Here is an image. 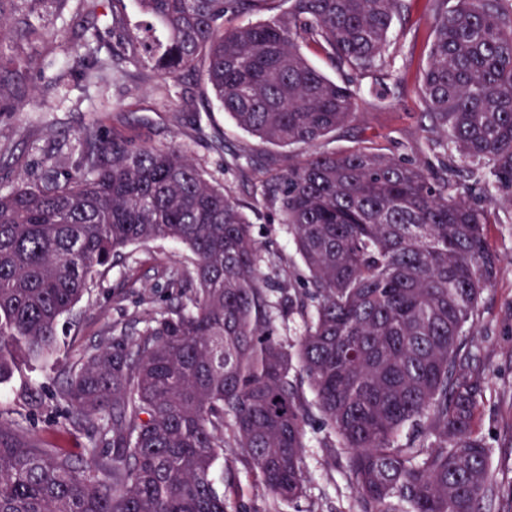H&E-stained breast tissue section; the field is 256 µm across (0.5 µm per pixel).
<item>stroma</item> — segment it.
Instances as JSON below:
<instances>
[{
	"label": "stroma",
	"instance_id": "1",
	"mask_svg": "<svg viewBox=\"0 0 512 512\" xmlns=\"http://www.w3.org/2000/svg\"><path fill=\"white\" fill-rule=\"evenodd\" d=\"M437 12L436 0H407L406 10L394 20L385 54L387 76L381 82L370 72L335 67L314 48H305L312 66L355 92L360 112L357 121L322 139L319 149L348 152L372 146L415 162L433 161L428 146L430 121L424 115L417 75L428 61V40ZM30 21L40 28L49 48L24 86L23 107L10 121L0 123V149L13 153L14 172H36L64 138L94 118L101 119L105 129H127L152 144L181 147L244 204L264 256L265 277L282 284L292 277L305 282L307 272L288 229L269 202L276 174L289 156L305 155L304 147L261 143L218 107L210 88L193 74L173 81L130 64L117 76L106 71L88 77V70L98 62L112 59L116 40L106 17H99L95 29L78 43L68 38L71 14H35ZM218 131L224 134L220 154L210 147V138ZM498 215L499 223L488 227V241L501 258V271L484 291L477 330L463 347L472 369L484 380L485 403L478 426L493 450L496 469L512 462V209L500 208ZM126 253L125 265L113 268L60 321L51 355L19 357L11 377L0 383L1 421L21 424L75 455L87 448V434L66 426L62 416L61 392L68 370L112 324L135 332L143 328L148 313L166 307L170 292L160 272L189 255L185 246L168 241L136 244ZM326 437L320 412L312 411L303 458L306 489L289 501L269 495L233 449H225L224 475L240 489L239 497L230 500L232 508L236 512H361L349 451L325 449Z\"/></svg>",
	"mask_w": 512,
	"mask_h": 512
}]
</instances>
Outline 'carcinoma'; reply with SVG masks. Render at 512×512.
<instances>
[{
	"label": "carcinoma",
	"instance_id": "1",
	"mask_svg": "<svg viewBox=\"0 0 512 512\" xmlns=\"http://www.w3.org/2000/svg\"><path fill=\"white\" fill-rule=\"evenodd\" d=\"M112 3V70L198 74L263 143L312 146L357 117L355 94L310 65L383 68L406 0H133L163 22L128 26L124 0H0V28L34 47L32 14L72 13L70 40ZM255 23L229 27L243 15ZM35 62L0 65V120ZM419 86L439 166L371 148L288 158L270 198L308 271L288 289L295 352L274 337L263 256L240 205L176 146L93 119L76 147L0 191V383L19 353L53 352L60 319L136 243L172 240L192 266L162 270L175 303L136 335L110 327L69 372L65 420L86 458L0 421V512H228L232 448L274 497L304 493L313 389L351 450L363 512H487L500 486L477 424L485 387L462 353L499 272L487 243L512 206V0H457L436 18ZM466 163L452 165L454 159ZM226 484L220 488V484Z\"/></svg>",
	"mask_w": 512,
	"mask_h": 512
}]
</instances>
